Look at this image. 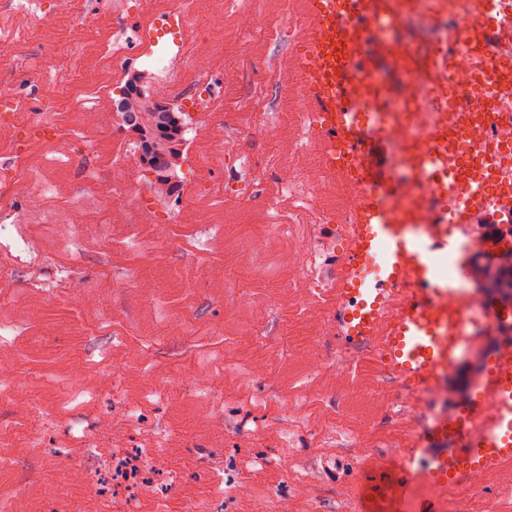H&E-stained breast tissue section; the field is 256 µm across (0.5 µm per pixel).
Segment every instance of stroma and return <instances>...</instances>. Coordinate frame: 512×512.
<instances>
[{
  "label": "stroma",
  "mask_w": 512,
  "mask_h": 512,
  "mask_svg": "<svg viewBox=\"0 0 512 512\" xmlns=\"http://www.w3.org/2000/svg\"><path fill=\"white\" fill-rule=\"evenodd\" d=\"M186 8L222 16V44L188 27L161 48L220 110L188 118L171 196L127 158L140 211L114 222L97 184L127 157L115 103L148 67V15L86 0L52 39L55 0H0V171L27 172L0 185V512H364L401 481L408 512H512V466L450 490L402 469L429 420L338 337L336 206L315 218L288 179L318 122L293 92L301 0Z\"/></svg>",
  "instance_id": "obj_1"
}]
</instances>
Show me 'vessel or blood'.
<instances>
[{"label": "vessel or blood", "instance_id": "vessel-or-blood-1", "mask_svg": "<svg viewBox=\"0 0 512 512\" xmlns=\"http://www.w3.org/2000/svg\"><path fill=\"white\" fill-rule=\"evenodd\" d=\"M418 2L304 0L306 23L293 69L302 79L305 109L320 119L313 132L326 168L359 176L370 187L345 229L347 253L337 282L340 338L350 348L376 353L394 381L436 386L474 343V319L507 320L503 307L491 300L471 309L461 284L465 267L445 274L439 256L452 251L449 223L512 224V174L497 164L512 152V136L486 146L481 165L465 169L461 148L448 143V98L442 93L448 84L447 47L398 45L383 34ZM469 7L490 19L512 15V0H469ZM385 61L402 73L417 72L419 84L433 91L421 105L432 117L425 131L429 146L406 156L416 180L434 183L440 195L432 217L379 170L391 142L388 128L407 131L413 112L409 105L384 110L378 70ZM472 70L502 103L512 102V73L497 60L474 56ZM468 180L494 185L495 200L449 211ZM421 446L422 468L441 486L512 464L511 342L491 360L478 401L459 407L454 416H434Z\"/></svg>", "mask_w": 512, "mask_h": 512}]
</instances>
